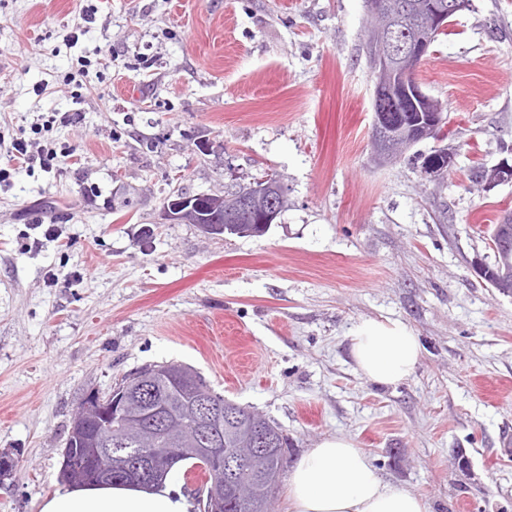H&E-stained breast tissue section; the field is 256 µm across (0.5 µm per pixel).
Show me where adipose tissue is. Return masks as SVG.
<instances>
[{
    "instance_id": "1",
    "label": "adipose tissue",
    "mask_w": 512,
    "mask_h": 512,
    "mask_svg": "<svg viewBox=\"0 0 512 512\" xmlns=\"http://www.w3.org/2000/svg\"><path fill=\"white\" fill-rule=\"evenodd\" d=\"M350 352L358 371L378 385L410 377L423 347L402 321L366 319L353 330ZM178 474L150 487H62L45 497L40 512H191L177 487ZM288 512H429L416 494L385 479L349 437L321 440L288 473Z\"/></svg>"
}]
</instances>
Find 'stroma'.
I'll list each match as a JSON object with an SVG mask.
<instances>
[{"label":"stroma","instance_id":"35a3bbf8","mask_svg":"<svg viewBox=\"0 0 512 512\" xmlns=\"http://www.w3.org/2000/svg\"><path fill=\"white\" fill-rule=\"evenodd\" d=\"M364 0H0V512H40L86 392L147 364L197 370L277 422L299 457L352 438L430 512H512V294L477 267L512 212V0H472L418 78L447 137L380 164ZM79 111L80 124L63 123ZM445 149L450 175L418 155ZM288 205L261 236L167 224L173 187L263 174ZM398 319L424 351L405 381L360 374L349 337ZM464 450L470 476L454 468ZM6 152L8 153L10 160L16 161L21 165V167H23L24 164L30 165L33 162H36L38 158L41 166L47 169H52L53 162L56 161L58 163L60 161L57 153L50 150L38 154L36 157L35 154L29 150L28 143L21 139L12 140L10 147L6 149Z\"/></svg>","mask_w":512,"mask_h":512}]
</instances>
